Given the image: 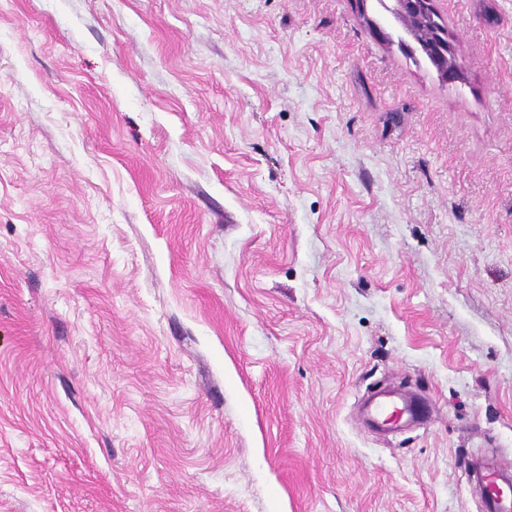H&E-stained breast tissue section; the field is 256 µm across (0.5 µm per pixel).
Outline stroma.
<instances>
[{"instance_id":"obj_1","label":"stroma","mask_w":512,"mask_h":512,"mask_svg":"<svg viewBox=\"0 0 512 512\" xmlns=\"http://www.w3.org/2000/svg\"><path fill=\"white\" fill-rule=\"evenodd\" d=\"M433 5L456 86L353 0H0V512H483L512 0ZM356 12L363 22L367 25L369 31L379 39L385 41L391 46L396 43L391 35L380 25L377 14L371 9L367 0H354Z\"/></svg>"}]
</instances>
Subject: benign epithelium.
Instances as JSON below:
<instances>
[{
  "mask_svg": "<svg viewBox=\"0 0 512 512\" xmlns=\"http://www.w3.org/2000/svg\"><path fill=\"white\" fill-rule=\"evenodd\" d=\"M356 12L367 25L369 31L389 45H398L399 50L419 61L429 65L443 84L456 82L461 79L463 69L461 64L454 61L456 50L452 44L449 32L442 30V38L434 43L421 45L409 30H404V36L393 41L391 35L380 25L377 14L369 6L368 0H354ZM385 10L396 20L400 21L411 16L429 17L432 15V0H389Z\"/></svg>",
  "mask_w": 512,
  "mask_h": 512,
  "instance_id": "7a95c632",
  "label": "benign epithelium"
}]
</instances>
